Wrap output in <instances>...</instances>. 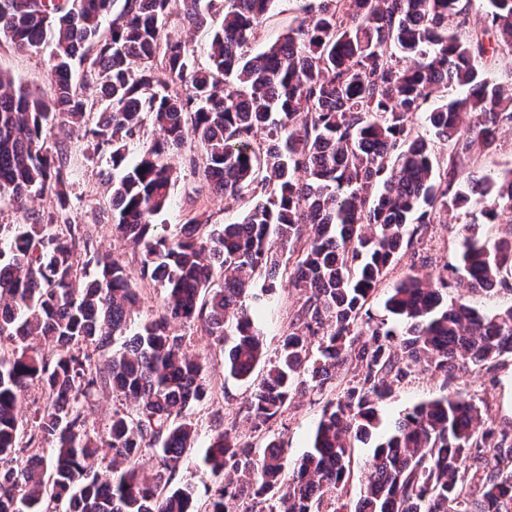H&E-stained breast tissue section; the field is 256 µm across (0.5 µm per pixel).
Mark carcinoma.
Returning <instances> with one entry per match:
<instances>
[{"label":"carcinoma","instance_id":"cac0c4a2","mask_svg":"<svg viewBox=\"0 0 512 512\" xmlns=\"http://www.w3.org/2000/svg\"><path fill=\"white\" fill-rule=\"evenodd\" d=\"M0 0V38L18 52L51 37L49 100L0 70V202L16 210L53 194L57 209L29 224H0V512H323L346 487L355 443L380 426L379 406L420 366L450 383L469 368L492 373L512 355V304L487 314L448 303V275L407 274L370 304L391 266L448 213L477 210L461 228L467 291L512 294V232L478 226L512 215V170L459 178L475 146L512 125V89L483 77L512 50V0H316L267 50L251 53L273 0ZM112 16L108 29L102 25ZM207 62L163 31L174 16L202 27ZM82 66V82L72 65ZM461 95L427 109L443 87ZM107 152L112 233L140 248V282L164 290L161 314L130 331L137 284L95 250L68 216V153L44 147L55 116ZM424 116L429 134L414 130ZM192 130V160L211 192L245 205L242 220L187 212L157 232L177 175L172 152ZM140 144L127 161L131 144ZM451 147L437 163L435 144ZM299 307L274 357L260 314L281 279ZM176 323L233 337L227 372L255 385L244 418L261 452L217 429L203 462L225 475L196 507L172 481L196 429L188 412L207 396L204 365ZM125 347L105 356L112 336ZM351 379L327 400L311 448L288 465L271 426L294 395ZM36 387L41 405H30ZM109 390L133 410L112 412L109 474L92 472L97 443L86 407ZM157 468L145 470L146 461ZM355 512H512V425L460 393L422 402L375 447Z\"/></svg>","mask_w":512,"mask_h":512}]
</instances>
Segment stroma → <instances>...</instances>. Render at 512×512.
<instances>
[{
	"mask_svg": "<svg viewBox=\"0 0 512 512\" xmlns=\"http://www.w3.org/2000/svg\"><path fill=\"white\" fill-rule=\"evenodd\" d=\"M309 0H275L270 12L261 24L253 50H261L282 39L302 16ZM50 46L19 54L5 43L0 44V67L11 71L15 79L44 95H51L48 79ZM63 143L71 151L69 177V217L73 223L85 225L100 253L114 257L126 265L130 273H137L140 254L132 245L112 235V206L109 190L112 181V163L108 155L94 152L88 143L69 136L60 129H53L47 136L48 146ZM202 148L196 138L187 137L184 147L172 156L178 172L172 201L162 221L168 226L181 223L192 198L203 197L205 209L212 223L225 224L236 221L241 210L229 207L225 200L212 194L206 183L200 181L190 157H201ZM512 169V128L503 127L496 146L490 150L472 149L463 163L464 173L495 174ZM470 213L458 210L449 213L444 224L430 225L421 241L408 250L391 267L378 286L371 314L375 319L392 322V315L385 309L384 300L392 288L410 270L434 277L444 266L459 263L460 229L471 221ZM299 305L295 291L289 286L277 290V300L264 323V342L267 353L279 347L281 334ZM184 335L191 353L206 362V380L209 393L205 401L190 410V418L196 427V449L180 466L176 485L191 486L197 501H205L221 482L200 460V452L207 447L216 427H234L241 438H248L250 428L242 415L254 389L253 383L239 381L228 375L224 368V352L227 342L216 341L201 334L195 327H184ZM462 392L499 421L512 422V356H503L496 372L469 371L458 373L452 383L428 372L414 370L380 406L383 420L389 421L403 415L412 406L446 393ZM329 398L328 393L306 391L295 397L287 412L274 424L273 430L285 443L289 461H296L309 448L312 435Z\"/></svg>",
	"mask_w": 512,
	"mask_h": 512,
	"instance_id": "35a3bbf8",
	"label": "stroma"
}]
</instances>
